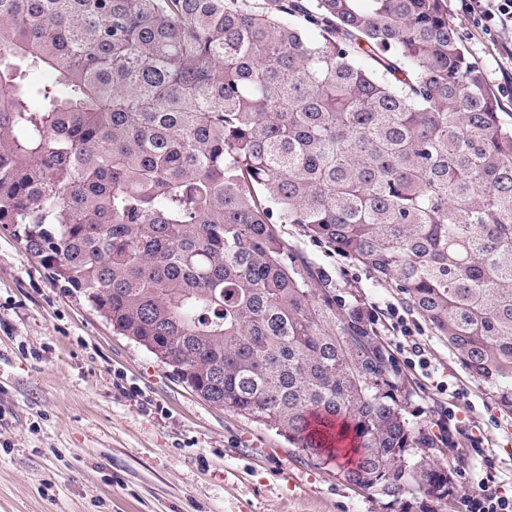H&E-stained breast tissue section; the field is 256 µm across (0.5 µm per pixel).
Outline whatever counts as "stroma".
Masks as SVG:
<instances>
[{
    "instance_id": "obj_1",
    "label": "stroma",
    "mask_w": 512,
    "mask_h": 512,
    "mask_svg": "<svg viewBox=\"0 0 512 512\" xmlns=\"http://www.w3.org/2000/svg\"><path fill=\"white\" fill-rule=\"evenodd\" d=\"M448 15L469 60L512 121V57L477 28L458 0ZM280 230L332 278L347 304L377 317L391 352L404 315L429 368H403L417 422L448 434L455 493L488 474L485 438L512 495V414L463 368L404 296L297 224ZM455 417L445 421V408ZM292 454L275 430L204 402L169 366L113 332L78 293L55 284L10 230L0 228V512H400Z\"/></svg>"
}]
</instances>
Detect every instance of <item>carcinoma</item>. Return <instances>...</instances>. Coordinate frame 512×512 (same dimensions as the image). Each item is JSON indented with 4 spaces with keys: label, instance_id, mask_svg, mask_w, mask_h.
I'll use <instances>...</instances> for the list:
<instances>
[{
    "label": "carcinoma",
    "instance_id": "cac0c4a2",
    "mask_svg": "<svg viewBox=\"0 0 512 512\" xmlns=\"http://www.w3.org/2000/svg\"><path fill=\"white\" fill-rule=\"evenodd\" d=\"M448 0H0V224L203 400L439 505L373 320L278 225L397 288L512 413V124Z\"/></svg>",
    "mask_w": 512,
    "mask_h": 512
}]
</instances>
